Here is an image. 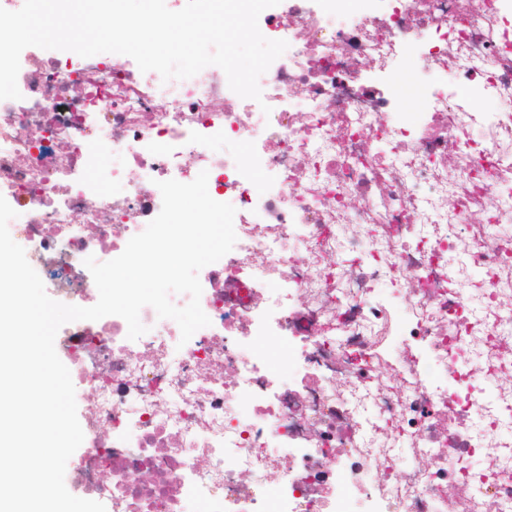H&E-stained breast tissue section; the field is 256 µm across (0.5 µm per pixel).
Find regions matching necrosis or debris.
<instances>
[{
    "instance_id": "necrosis-or-debris-1",
    "label": "necrosis or debris",
    "mask_w": 512,
    "mask_h": 512,
    "mask_svg": "<svg viewBox=\"0 0 512 512\" xmlns=\"http://www.w3.org/2000/svg\"><path fill=\"white\" fill-rule=\"evenodd\" d=\"M369 2L266 9L289 47L258 101L71 51L0 100V195L55 300L87 306L85 258L124 251L158 182L207 172L236 209L188 342L150 307L135 341L116 315L56 336L92 399L71 482L106 512H512V0Z\"/></svg>"
}]
</instances>
